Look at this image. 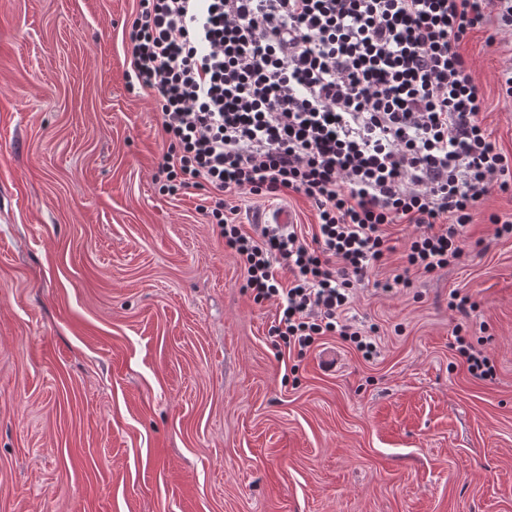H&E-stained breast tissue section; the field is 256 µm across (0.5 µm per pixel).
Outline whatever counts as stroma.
<instances>
[{"label": "stroma", "mask_w": 512, "mask_h": 512, "mask_svg": "<svg viewBox=\"0 0 512 512\" xmlns=\"http://www.w3.org/2000/svg\"><path fill=\"white\" fill-rule=\"evenodd\" d=\"M139 0H0V512H512V236L485 197L460 262L357 288L369 359L336 336L290 351L255 303L210 193L162 192L152 98L132 92ZM460 46L479 117L512 154V38ZM239 220L292 207L237 198ZM470 295V318L449 309ZM496 375L472 377L455 326ZM337 365H324L327 353Z\"/></svg>", "instance_id": "obj_1"}]
</instances>
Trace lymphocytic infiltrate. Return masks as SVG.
<instances>
[{
	"label": "lymphocytic infiltrate",
	"instance_id": "f902f5d3",
	"mask_svg": "<svg viewBox=\"0 0 512 512\" xmlns=\"http://www.w3.org/2000/svg\"><path fill=\"white\" fill-rule=\"evenodd\" d=\"M489 19L512 34V0H139L128 77L160 107L156 177L212 190L205 213L246 288L276 304L272 336L303 352L333 334L371 356L345 313L390 249L386 226L411 228L390 290L459 260L477 205L512 193L459 51ZM288 191L318 211L311 240L244 231L233 198Z\"/></svg>",
	"mask_w": 512,
	"mask_h": 512
}]
</instances>
